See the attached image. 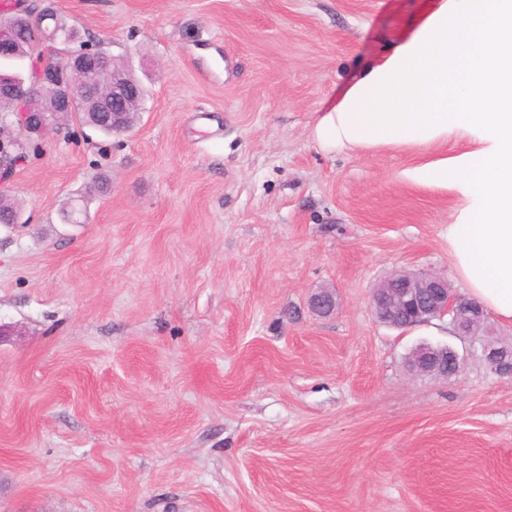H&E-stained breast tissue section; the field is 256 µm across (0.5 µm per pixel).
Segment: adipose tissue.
Wrapping results in <instances>:
<instances>
[{
    "mask_svg": "<svg viewBox=\"0 0 512 512\" xmlns=\"http://www.w3.org/2000/svg\"><path fill=\"white\" fill-rule=\"evenodd\" d=\"M312 136L328 152L440 148L399 177L456 197L453 275L512 325V0H431L318 112Z\"/></svg>",
    "mask_w": 512,
    "mask_h": 512,
    "instance_id": "adipose-tissue-1",
    "label": "adipose tissue"
}]
</instances>
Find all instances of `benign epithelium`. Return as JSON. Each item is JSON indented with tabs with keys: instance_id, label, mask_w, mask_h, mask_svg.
Wrapping results in <instances>:
<instances>
[{
	"instance_id": "benign-epithelium-1",
	"label": "benign epithelium",
	"mask_w": 512,
	"mask_h": 512,
	"mask_svg": "<svg viewBox=\"0 0 512 512\" xmlns=\"http://www.w3.org/2000/svg\"><path fill=\"white\" fill-rule=\"evenodd\" d=\"M50 18L45 13L29 16V41L32 48L41 53L36 61V70L27 84L0 86V94L15 100L18 112L15 113L13 146L15 153L7 158L0 156V194L9 185L16 166L23 161L28 151L40 145V141L54 130V123L47 112L40 110L38 103L42 95L49 99L60 112H68L75 105L83 89L72 85L67 79L53 80L46 72V58L50 48L46 43L56 40V30L46 32L43 22ZM97 55V45L86 44L80 52L66 56L67 69L73 73L84 70L89 61ZM138 84L121 78H112V104L105 112L98 113V123H115L117 113L129 111L140 98ZM311 309L321 315H329L336 310V292L322 288L311 294ZM372 307L377 318L393 327H412L435 317L448 316L454 334L457 336L475 335L474 327L486 321L482 307L460 295L448 292V279L434 273L400 271L392 274L374 289ZM481 356L489 369L497 375L512 374V348L498 347L490 341L480 344ZM448 364L443 377L460 372L463 359L448 346H418L408 363L415 374H428Z\"/></svg>"
}]
</instances>
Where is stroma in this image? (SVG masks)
Returning a JSON list of instances; mask_svg holds the SVG:
<instances>
[{
    "mask_svg": "<svg viewBox=\"0 0 512 512\" xmlns=\"http://www.w3.org/2000/svg\"><path fill=\"white\" fill-rule=\"evenodd\" d=\"M44 2L145 97L121 134L69 117L7 190L0 512H512V377L371 305L450 275L452 195L399 179L424 152L310 135L429 0ZM422 343L461 372H410ZM309 305L317 314H332L337 306L336 292L330 288H322L311 294Z\"/></svg>",
    "mask_w": 512,
    "mask_h": 512,
    "instance_id": "stroma-1",
    "label": "stroma"
}]
</instances>
